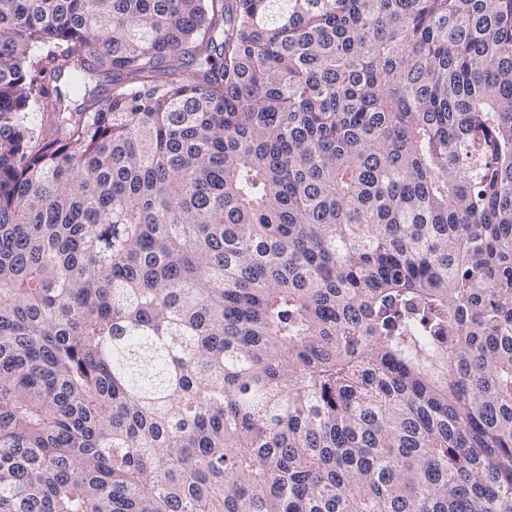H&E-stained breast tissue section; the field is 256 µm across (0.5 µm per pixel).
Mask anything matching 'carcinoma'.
<instances>
[{
	"label": "carcinoma",
	"mask_w": 512,
	"mask_h": 512,
	"mask_svg": "<svg viewBox=\"0 0 512 512\" xmlns=\"http://www.w3.org/2000/svg\"><path fill=\"white\" fill-rule=\"evenodd\" d=\"M0 512H512V0H0Z\"/></svg>",
	"instance_id": "carcinoma-1"
}]
</instances>
